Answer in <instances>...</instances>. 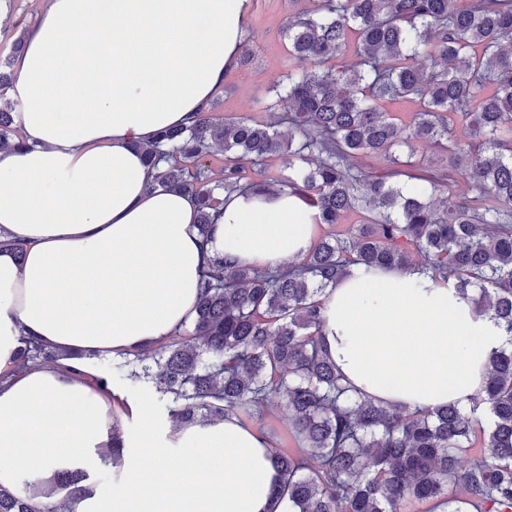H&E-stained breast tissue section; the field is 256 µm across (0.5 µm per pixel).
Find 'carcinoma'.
<instances>
[{
  "mask_svg": "<svg viewBox=\"0 0 512 512\" xmlns=\"http://www.w3.org/2000/svg\"><path fill=\"white\" fill-rule=\"evenodd\" d=\"M290 3L288 73L267 91L266 117L206 111L158 132L145 148L157 169L148 190L194 196L205 242L220 197L247 189H287L330 228L352 211L364 218L280 268L208 259L193 322L120 353L119 367L165 400L174 429L260 421L279 398L292 447L274 448L270 512H512V0ZM347 51L353 66L329 64ZM305 61L315 69L297 66ZM405 101L419 104L407 126L388 110ZM422 142L441 160L409 186L401 178ZM20 145L14 109L0 105V147ZM362 156L384 159L387 172L354 166ZM272 158L288 174L263 177ZM352 266L451 282L503 327L508 346L468 406L403 413L343 381L323 349L322 296ZM69 357L28 338L14 370ZM81 478L61 471L29 498L0 488V512H70L65 491Z\"/></svg>",
  "mask_w": 512,
  "mask_h": 512,
  "instance_id": "cac0c4a2",
  "label": "carcinoma"
}]
</instances>
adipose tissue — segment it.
Masks as SVG:
<instances>
[{
	"instance_id": "obj_1",
	"label": "adipose tissue",
	"mask_w": 512,
	"mask_h": 512,
	"mask_svg": "<svg viewBox=\"0 0 512 512\" xmlns=\"http://www.w3.org/2000/svg\"><path fill=\"white\" fill-rule=\"evenodd\" d=\"M249 12V0H48L28 28L10 89L25 145L0 150V228L24 248L0 251V372H13L0 384V487L80 470L73 512H266L273 449L256 429L227 418L169 434L147 418L137 441H114V390L91 385L86 359L190 323L205 255L266 269L313 244L315 210L286 191L226 198L204 242L191 196L147 189L145 147L208 109ZM323 300L337 371L408 412L468 405L508 340L419 271L353 266ZM27 337L73 357L14 371Z\"/></svg>"
}]
</instances>
